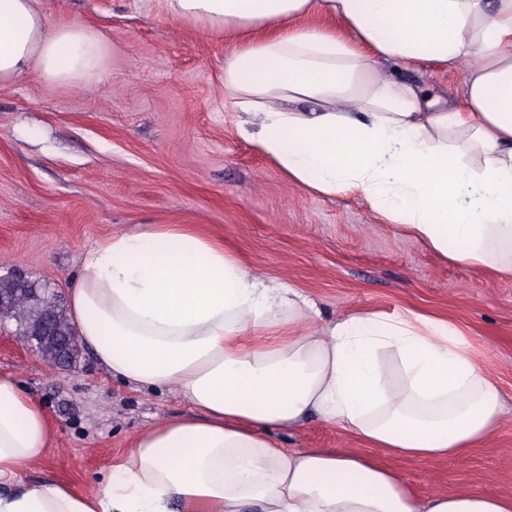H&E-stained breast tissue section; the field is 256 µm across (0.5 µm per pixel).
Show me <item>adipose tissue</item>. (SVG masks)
I'll return each mask as SVG.
<instances>
[{
  "mask_svg": "<svg viewBox=\"0 0 512 512\" xmlns=\"http://www.w3.org/2000/svg\"><path fill=\"white\" fill-rule=\"evenodd\" d=\"M134 2L232 43L221 105L289 180L358 198L442 256L512 277V0ZM109 52L101 32L51 23L38 0H0V84L34 72L86 88ZM461 62L463 92L447 98L438 81ZM69 308L112 377L175 388L189 410L138 435L94 492L24 488L54 431L0 375V512H512V497L466 490L422 501L365 456L274 437L315 416L422 461L478 445L500 393L451 322L413 310L319 322L300 291L185 224L89 248Z\"/></svg>",
  "mask_w": 512,
  "mask_h": 512,
  "instance_id": "obj_1",
  "label": "adipose tissue"
}]
</instances>
